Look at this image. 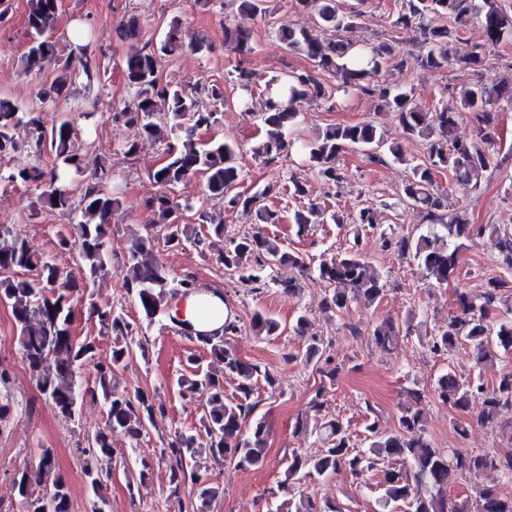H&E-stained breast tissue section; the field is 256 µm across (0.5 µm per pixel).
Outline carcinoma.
<instances>
[{
	"label": "carcinoma",
	"mask_w": 512,
	"mask_h": 512,
	"mask_svg": "<svg viewBox=\"0 0 512 512\" xmlns=\"http://www.w3.org/2000/svg\"><path fill=\"white\" fill-rule=\"evenodd\" d=\"M237 14L251 19L266 14L264 0H237ZM298 14L316 19V25L326 34L320 38L307 29L306 23L277 32L287 49L305 57L314 70L332 74L339 80L337 88L378 95L383 107L395 113L410 136L429 141L428 163L411 166V174L402 188V200L419 211L427 222L426 233L417 237H385L383 243L398 255L412 259L423 280L431 286H443L456 275V254L461 240L485 234L497 240L502 263L512 270V231L495 224H470L460 214L448 217L443 193L436 186L435 173L450 169L459 179L478 183L490 168L496 156L495 131L498 114L512 106V85L487 87L473 84L461 94V109L446 108L428 112L418 106L410 93L395 91L374 83L388 60L404 69L410 60L422 68L443 69L458 67L476 69L486 64L490 48L504 36L512 34V14L499 5V0H403L394 21L395 26L415 32L419 54L401 52L390 44L357 47L338 37L351 28L359 14L345 12L339 0H293ZM62 0H29L26 26L31 42L21 56V67L27 73L45 72L53 66L75 74V81H53L41 85L37 101L27 109L7 97H0V157H9L16 163L9 169L7 181L20 184L35 192L31 202L32 216L45 206L69 217L55 232L59 250L75 255L77 270L67 269L41 254L26 236L7 225H0V268H12L17 274L0 277V299L11 308L17 330L21 359L39 393L51 402L58 415L67 423H75L80 399L85 394L101 396L105 405L104 426L87 436L88 446L80 449L83 456V474L94 496L102 506L101 459L117 463L113 458L112 436L127 434L136 439L155 423L156 403L142 390L120 389L113 382L114 372L133 354L145 352L138 328L127 320L124 309L112 304H98L85 287L106 274L112 259L109 251L110 217L120 198L112 190V166L102 164L90 176H84V160L75 147L77 132L68 118L46 126L45 106L61 99L81 108L80 96L85 89L102 82L107 68L91 49V41L78 28L71 41L72 49L81 54L59 55L51 41L56 29ZM475 21L484 32V42L472 48L465 56L455 54L454 45L469 22ZM143 23L136 14L126 16L119 32L128 51L122 61L126 85L136 98L137 106L112 114V121L131 131L117 144V152L129 159L135 156L142 142L155 141L166 145V158L149 173V179L159 191L146 200V206L155 216L151 229L162 232L165 244L172 247L191 245L205 253L212 236H224L223 222L215 221L206 212L198 215L200 223L207 224L208 232H191L182 222L183 211L190 205L176 200L175 189L187 179L199 176L204 180L206 194L212 199L227 202L232 208L254 213L257 224H277L278 212L259 204L257 194L238 191L245 180L243 168L237 162V148L219 140L201 139L218 122L216 107L224 104V91L217 85L200 84L186 92L171 89L160 79L161 61L182 48L181 31L176 21L171 22L163 38L153 43L142 41ZM252 29L235 20L224 24V45L244 55L251 51ZM235 81L244 91L238 104L244 108L253 102L256 74L241 66ZM265 100L256 116L262 135L251 147L258 158L273 161L292 147L287 134L294 126L297 112L295 102L300 98L325 99L331 90L308 71H294L284 77L265 82ZM170 114L171 124L163 129L155 121L157 112ZM473 123L479 140H467L457 135L463 121ZM375 146L378 152L370 157L383 163L391 156L404 161L399 148L386 145L383 134L368 122L337 124L324 130L300 151L318 175L334 184L343 180L336 165L347 149ZM49 152L50 168L24 161L31 154ZM82 178L80 201L70 191L72 179ZM324 218V212L315 207L296 211L294 223L303 228ZM264 258L253 267L251 260ZM220 263L228 270L241 273V279L250 284L279 285L289 294H295L299 284L293 280H265L264 268L291 264L303 271L309 270L299 255L288 251L261 231L245 234L231 241L220 256ZM126 274L123 288L134 300L141 324L151 326L166 309L168 298L198 290L195 278L185 274L172 277L155 255V234L138 238L129 249L124 262ZM318 278L331 290L322 306L331 312H342L349 305L361 302L366 306L376 303L386 287L383 276L362 254L358 243L347 251L320 261L315 268ZM84 301L88 319L100 326V332L113 336L111 355L104 361L96 360V339H82L73 334V306L75 298ZM252 330L267 337L279 335L281 324L267 314L257 311L251 321ZM177 330L191 342L209 350L211 367L195 371L180 379L179 386L187 392L205 390L209 394L208 407L200 426L175 435L164 455L169 459L168 483L172 494L181 486H196V512H210L219 488L207 477L209 463L229 462L241 469H260L268 460L270 429L266 421L253 416L255 404L251 397L260 383L274 387L276 379L266 369L239 358L231 349L226 336L240 330L236 321H224V334L189 332L183 325ZM413 331L409 324L402 329L385 321L371 329L375 345L389 351ZM466 342L472 348L475 368L490 365L502 353H512V280L490 278L479 293L459 294V312L448 317L426 341L433 353L445 355L456 345ZM95 367L94 384L82 387L80 370L87 364ZM236 380V394L224 391V380ZM321 385L316 390L311 409L314 415L296 422L298 433H324L331 439V447L324 454L310 457L297 449L286 459V480L304 483L309 479L327 477L340 469L362 476L385 466L377 503L381 512H512V495H502L491 489L478 491L475 501L451 497V488L460 480H476L487 469L502 473L512 481V453L496 455L473 454L462 448H435L424 437L420 404L425 391L412 390L410 400L400 409L399 429H383L378 415L366 420L364 442L360 448L350 442L342 421L320 415ZM483 395L482 420L494 422L504 408H512V373L501 375L492 387L484 386L481 378H462L454 372L441 374L435 382L434 394L449 407L465 409L474 394ZM400 460L403 467H388ZM13 486L24 512H72L66 479L57 472L54 451L43 448L34 468L19 470ZM295 512H341L330 499L303 496L295 505Z\"/></svg>",
	"instance_id": "obj_1"
}]
</instances>
